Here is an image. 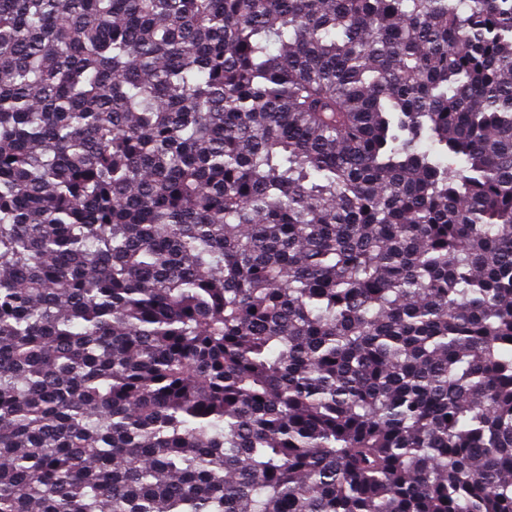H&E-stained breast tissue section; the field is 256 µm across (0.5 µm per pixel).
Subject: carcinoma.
Here are the masks:
<instances>
[{
	"mask_svg": "<svg viewBox=\"0 0 512 512\" xmlns=\"http://www.w3.org/2000/svg\"><path fill=\"white\" fill-rule=\"evenodd\" d=\"M0 512H512V0H0Z\"/></svg>",
	"mask_w": 512,
	"mask_h": 512,
	"instance_id": "1",
	"label": "carcinoma"
}]
</instances>
